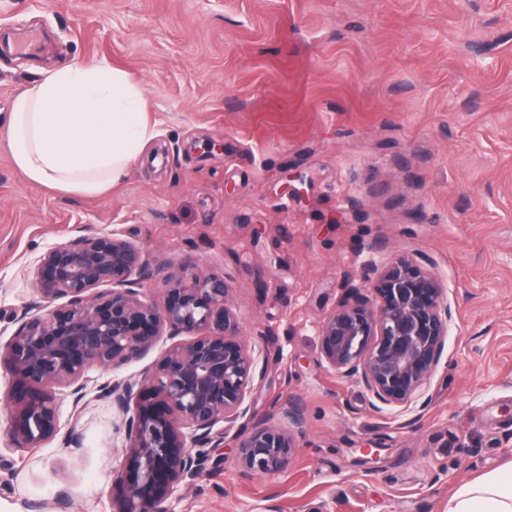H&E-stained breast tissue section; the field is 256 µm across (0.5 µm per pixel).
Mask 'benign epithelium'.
Instances as JSON below:
<instances>
[{
    "instance_id": "benign-epithelium-1",
    "label": "benign epithelium",
    "mask_w": 512,
    "mask_h": 512,
    "mask_svg": "<svg viewBox=\"0 0 512 512\" xmlns=\"http://www.w3.org/2000/svg\"><path fill=\"white\" fill-rule=\"evenodd\" d=\"M34 276L43 298L68 302L25 306L20 326L0 346V359L35 390L7 430L14 449L55 440L62 430L61 391L71 389L80 402L92 368L120 369L165 336L172 343L153 371L97 388L125 416L134 463L132 474L120 472L112 482L117 512H169L179 487L207 475L212 449L224 444L221 423L232 427L248 419L235 436L245 470L274 475L285 469L304 434V413L295 403L282 407L286 430L250 416L255 379L264 376H256L254 348L241 339L224 276L183 265L159 305L142 285L149 273L141 251L117 231L49 247ZM102 284L110 289L91 294ZM450 321L448 289L431 261L402 254L370 294L358 291L324 317L320 353L338 373L359 376L380 403L408 407L423 397L439 365ZM146 390L151 403L143 405Z\"/></svg>"
}]
</instances>
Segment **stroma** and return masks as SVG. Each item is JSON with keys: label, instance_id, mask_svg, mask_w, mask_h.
Returning a JSON list of instances; mask_svg holds the SVG:
<instances>
[{"label": "stroma", "instance_id": "stroma-1", "mask_svg": "<svg viewBox=\"0 0 512 512\" xmlns=\"http://www.w3.org/2000/svg\"><path fill=\"white\" fill-rule=\"evenodd\" d=\"M25 31L36 47H0V114L40 68L104 58L157 134L112 190L83 196L29 181L0 127V344L40 299L47 248L119 230L155 300L180 265L224 275L267 373L255 419L304 411L285 473L247 472L227 429L172 512H446L512 462V0H0V34ZM293 173L298 199L280 191ZM404 253L433 262L452 312L426 404L407 409L329 368L317 336ZM29 396L0 361V512H116L112 473L131 460L111 398L87 395L73 422L62 397L78 452H12ZM379 443L380 462L355 466Z\"/></svg>", "mask_w": 512, "mask_h": 512}]
</instances>
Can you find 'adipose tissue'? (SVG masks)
Segmentation results:
<instances>
[{"label": "adipose tissue", "mask_w": 512, "mask_h": 512, "mask_svg": "<svg viewBox=\"0 0 512 512\" xmlns=\"http://www.w3.org/2000/svg\"><path fill=\"white\" fill-rule=\"evenodd\" d=\"M154 135L139 85L103 58L40 70L8 121L13 162L30 181L85 196L109 191ZM447 512H512V463L462 484Z\"/></svg>", "instance_id": "obj_1"}]
</instances>
